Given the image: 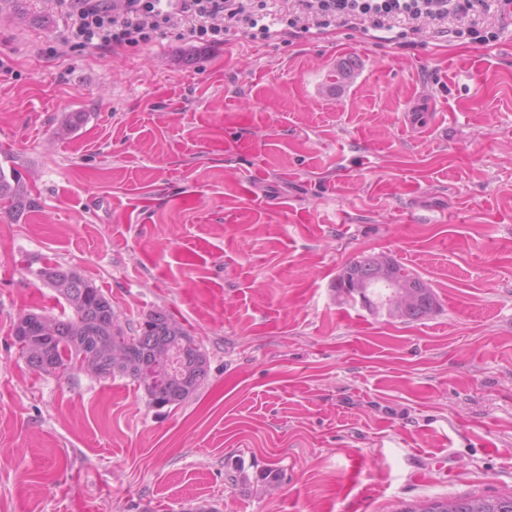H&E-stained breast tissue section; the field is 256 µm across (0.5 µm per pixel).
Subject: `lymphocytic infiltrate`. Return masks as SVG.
<instances>
[{
  "instance_id": "1",
  "label": "lymphocytic infiltrate",
  "mask_w": 512,
  "mask_h": 512,
  "mask_svg": "<svg viewBox=\"0 0 512 512\" xmlns=\"http://www.w3.org/2000/svg\"><path fill=\"white\" fill-rule=\"evenodd\" d=\"M65 17L54 50L67 58L85 50L118 52L167 38L212 47L234 33L246 43L309 39L332 29L388 34L400 49L417 36L501 40L512 0H47Z\"/></svg>"
}]
</instances>
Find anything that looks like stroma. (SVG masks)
Here are the masks:
<instances>
[{"instance_id": "1", "label": "stroma", "mask_w": 512, "mask_h": 512, "mask_svg": "<svg viewBox=\"0 0 512 512\" xmlns=\"http://www.w3.org/2000/svg\"><path fill=\"white\" fill-rule=\"evenodd\" d=\"M62 18L0 0V152L36 206H0V512H401L512 493V37L402 50L319 39L54 59ZM432 111L409 115L414 99ZM86 118L68 138L67 113ZM384 254L437 306L345 300ZM101 288L123 326L190 329L209 376L180 405L40 375L12 328ZM273 466L232 486L227 460ZM233 468L234 471H232V473H227V477L228 480L234 485H237L241 482V484L245 486H252L256 487V489H262L275 485L280 479L278 469L275 467L256 470L252 477L244 473L242 465L236 461L234 462Z\"/></svg>"}]
</instances>
